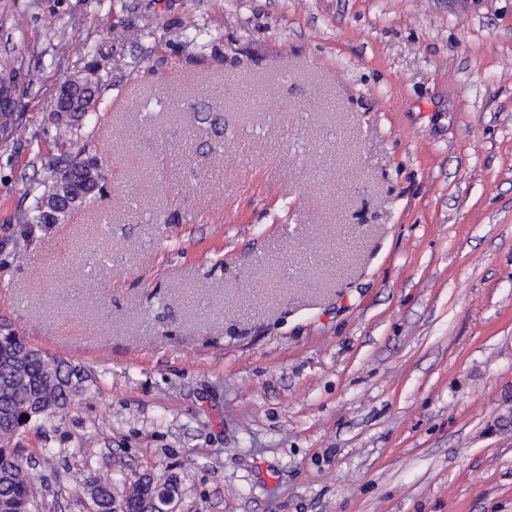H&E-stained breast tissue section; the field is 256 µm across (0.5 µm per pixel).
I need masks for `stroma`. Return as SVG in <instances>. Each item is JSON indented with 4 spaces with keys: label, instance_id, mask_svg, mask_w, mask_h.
Instances as JSON below:
<instances>
[{
    "label": "stroma",
    "instance_id": "35a3bbf8",
    "mask_svg": "<svg viewBox=\"0 0 512 512\" xmlns=\"http://www.w3.org/2000/svg\"><path fill=\"white\" fill-rule=\"evenodd\" d=\"M17 59L0 322L93 381L12 440L39 512H89V473L512 512V0H0ZM90 67L100 189L16 247Z\"/></svg>",
    "mask_w": 512,
    "mask_h": 512
}]
</instances>
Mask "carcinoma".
<instances>
[{
	"label": "carcinoma",
	"instance_id": "obj_1",
	"mask_svg": "<svg viewBox=\"0 0 512 512\" xmlns=\"http://www.w3.org/2000/svg\"><path fill=\"white\" fill-rule=\"evenodd\" d=\"M65 84L83 85L82 97L77 111L72 113L73 120L55 124V141L67 149L66 169L75 182L81 184L90 173L100 177L98 160L91 155L89 143L81 135V118L99 107L100 87L91 68L81 76L67 79ZM41 200L42 196L35 197L31 206L17 216L22 242L26 241L30 225L45 223ZM27 349L28 342L11 325L6 324L0 329V512H35L37 508L34 476L29 474L23 457L10 447L15 428L23 429L31 422V399L46 401L48 410L40 417L50 418L90 389L87 379H79L82 369L55 356L51 367L44 358L25 354ZM86 485L90 499L98 495L112 500L111 483L89 476ZM145 489L146 483L141 480L128 488L122 499L128 512H138L142 507Z\"/></svg>",
	"mask_w": 512,
	"mask_h": 512
}]
</instances>
